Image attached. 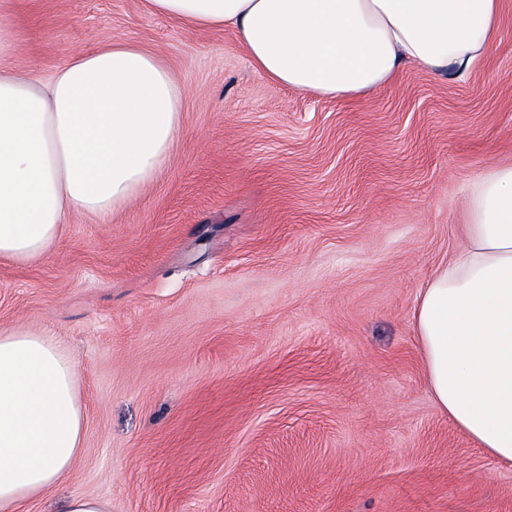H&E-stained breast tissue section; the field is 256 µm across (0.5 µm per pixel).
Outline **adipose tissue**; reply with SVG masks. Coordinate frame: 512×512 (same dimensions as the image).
Instances as JSON below:
<instances>
[{"label": "adipose tissue", "mask_w": 512, "mask_h": 512, "mask_svg": "<svg viewBox=\"0 0 512 512\" xmlns=\"http://www.w3.org/2000/svg\"><path fill=\"white\" fill-rule=\"evenodd\" d=\"M499 0H146L150 12L229 27L272 82L366 95L414 64L469 74ZM183 98L161 57L129 43L68 57L49 81L0 65V260L49 255L74 212L104 217L167 163ZM464 245L421 288L414 329L439 409L512 466V165L469 198ZM85 418L72 355L45 331L0 328V512H27L70 471Z\"/></svg>", "instance_id": "obj_1"}]
</instances>
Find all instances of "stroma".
<instances>
[{
  "label": "stroma",
  "instance_id": "obj_1",
  "mask_svg": "<svg viewBox=\"0 0 512 512\" xmlns=\"http://www.w3.org/2000/svg\"><path fill=\"white\" fill-rule=\"evenodd\" d=\"M0 62L49 79L110 43L156 52L182 129L111 217L0 261V328L53 334L85 413L70 474L110 512H512V468L442 414L418 292L463 244L474 184L512 163V0L468 75L405 65L351 100L276 84L235 32L143 0H11Z\"/></svg>",
  "mask_w": 512,
  "mask_h": 512
}]
</instances>
